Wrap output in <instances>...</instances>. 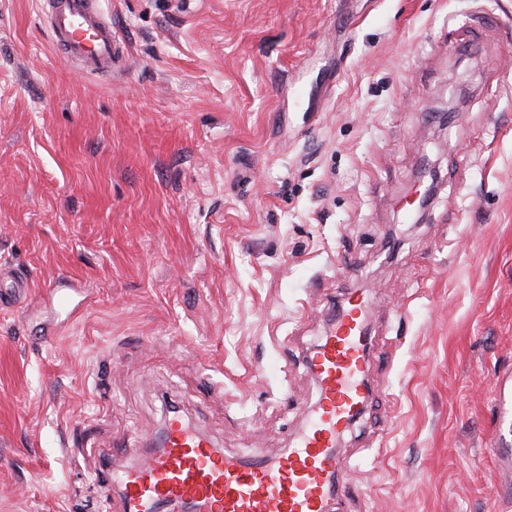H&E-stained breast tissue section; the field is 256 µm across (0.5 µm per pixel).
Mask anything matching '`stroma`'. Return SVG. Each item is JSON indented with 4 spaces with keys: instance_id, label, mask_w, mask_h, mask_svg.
I'll use <instances>...</instances> for the list:
<instances>
[{
    "instance_id": "35a3bbf8",
    "label": "stroma",
    "mask_w": 512,
    "mask_h": 512,
    "mask_svg": "<svg viewBox=\"0 0 512 512\" xmlns=\"http://www.w3.org/2000/svg\"><path fill=\"white\" fill-rule=\"evenodd\" d=\"M88 75L0 0V512H119L169 411L289 448L365 292L337 512H512V0H99ZM11 278L12 286L10 294H5L2 289L0 292V305L21 302L30 293L31 283L29 279L22 273L8 271Z\"/></svg>"
}]
</instances>
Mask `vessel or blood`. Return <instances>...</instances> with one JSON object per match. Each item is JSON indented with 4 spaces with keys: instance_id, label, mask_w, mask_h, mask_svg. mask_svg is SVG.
<instances>
[{
    "instance_id": "obj_1",
    "label": "vessel or blood",
    "mask_w": 512,
    "mask_h": 512,
    "mask_svg": "<svg viewBox=\"0 0 512 512\" xmlns=\"http://www.w3.org/2000/svg\"><path fill=\"white\" fill-rule=\"evenodd\" d=\"M50 40L65 57L95 74L111 73L120 53L112 23L96 0H44ZM0 305L22 301L31 283L10 275ZM369 309L349 293L316 349L305 359L318 401L291 448L252 461L216 447L200 430L172 416L160 447L113 472L122 512H162L182 503L192 512H332L341 462L336 446L369 398L366 377L372 345Z\"/></svg>"
}]
</instances>
